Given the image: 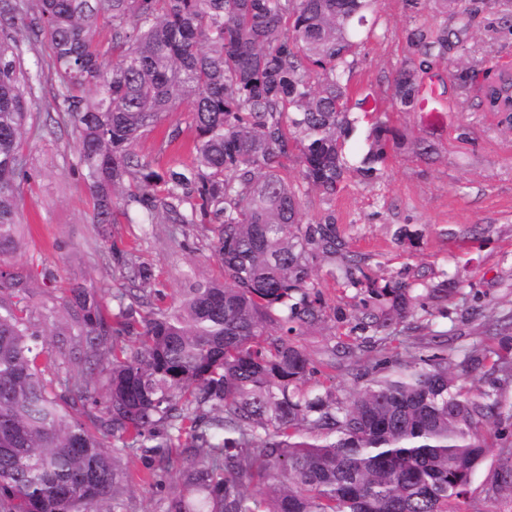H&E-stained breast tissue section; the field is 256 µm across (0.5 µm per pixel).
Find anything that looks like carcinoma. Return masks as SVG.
<instances>
[{
  "mask_svg": "<svg viewBox=\"0 0 512 512\" xmlns=\"http://www.w3.org/2000/svg\"><path fill=\"white\" fill-rule=\"evenodd\" d=\"M452 9L460 28H417L392 73V100L416 110L419 76L467 31L466 0H410ZM376 0H0V512H112L131 481L166 490L164 512H457L487 452L484 433L512 420L498 394L456 387L447 353L386 373L346 400L304 388L314 372L293 337L336 318L322 301L316 261L342 264L347 283L379 304L361 329L404 319L417 283H381L370 257L348 250L336 217L302 220V200L333 197L352 176L374 182L402 135L378 122L354 165L343 153L358 118L349 80L356 39ZM108 37L96 38L98 22ZM46 41L48 59L25 54ZM52 82L55 112H32ZM495 81L480 106L512 132ZM192 160L155 165L135 151L182 102ZM77 143L76 172L104 238L120 218L157 215L200 237L223 269L164 305L151 267L116 246L124 288L76 284L59 297L78 326L80 365L61 384L28 304L31 276L8 267L22 244L20 204L32 176L31 130ZM299 146L301 181L279 173ZM346 340L327 350L354 355ZM491 370L512 361L490 352ZM99 372H94V369ZM112 436L108 446L104 437ZM493 496L512 498V445ZM183 489H166L171 471ZM194 494L188 498L184 492Z\"/></svg>",
  "mask_w": 512,
  "mask_h": 512,
  "instance_id": "cac0c4a2",
  "label": "carcinoma"
}]
</instances>
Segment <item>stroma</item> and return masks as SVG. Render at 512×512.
I'll list each match as a JSON object with an SVG mask.
<instances>
[{
    "label": "stroma",
    "instance_id": "stroma-1",
    "mask_svg": "<svg viewBox=\"0 0 512 512\" xmlns=\"http://www.w3.org/2000/svg\"><path fill=\"white\" fill-rule=\"evenodd\" d=\"M474 7L467 41L452 47L421 77L446 115L442 124L430 122L420 111H399L389 80L408 53V33L451 24L450 15L415 10L408 0H378L376 22L359 38L350 95L355 101L369 98L370 103L344 150L349 155L359 152L379 120L397 128L404 145L389 149L378 181L351 180L331 198L310 191L303 199L302 218L315 221L334 214L350 251L370 256L381 279L409 282L419 275L432 285L447 283L449 291L439 299L422 296L377 344H363L355 356L337 359L335 369H325L321 363L327 348L338 344L373 301L364 290L332 276L328 265L317 264L321 297L342 315L297 339L318 368L307 388L332 386L337 396L348 398L361 387L357 374L370 371L379 358H387L393 370L432 357L442 349L430 340L443 333L448 340L444 350L455 362L456 384L474 395L497 390L504 409L512 410V382L470 362L474 348L498 351L512 346V133L500 132L478 106L487 71L512 66V20L496 12L490 0H475ZM190 122L188 105H181L162 126L144 135L137 152L161 166L175 159L189 161L194 136ZM175 126L182 135L178 142L167 143V131ZM420 139L434 145L432 159L414 153L413 143ZM25 153L33 179L24 190L21 221L30 231L16 263L33 276L29 303L44 343L55 344L62 336L71 344L78 341L58 301L61 289L73 279L116 291L119 283L103 259L110 246L133 251L151 266L172 301L185 286V274L221 279L217 259L201 246H179L170 237V225L116 224L111 240L102 239L90 220L91 197L72 172L77 161L72 137L28 135ZM499 466L498 447L488 448L459 505L461 512H512L511 499L489 492Z\"/></svg>",
    "mask_w": 512,
    "mask_h": 512
}]
</instances>
